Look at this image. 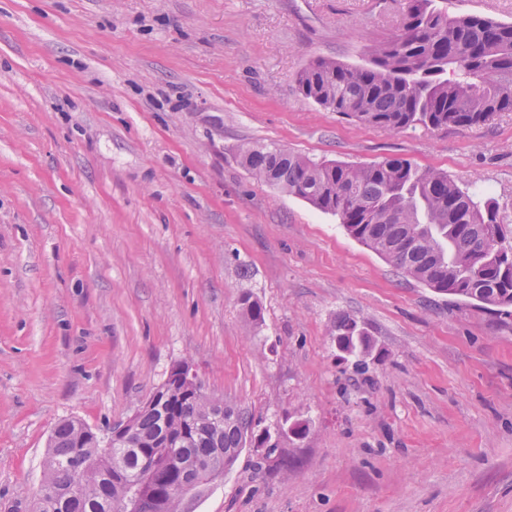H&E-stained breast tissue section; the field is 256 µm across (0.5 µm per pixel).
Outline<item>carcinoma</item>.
<instances>
[{"label":"carcinoma","instance_id":"1","mask_svg":"<svg viewBox=\"0 0 512 512\" xmlns=\"http://www.w3.org/2000/svg\"><path fill=\"white\" fill-rule=\"evenodd\" d=\"M300 91L325 109L393 131L424 127H480L512 112V23L467 15L448 17L441 0H404L403 22L378 42L367 66L317 59L296 78ZM242 166L266 185L302 198L339 218L357 241L404 274L434 289L476 301L501 321L512 319V243L492 197L480 198L448 172L406 159L366 165L315 162L274 143H255ZM347 353L371 343L356 322H336ZM175 372L133 419L129 440L103 448L76 420L50 436L41 489L80 485L65 512H183L167 487L192 479L206 462L210 477L224 476L243 448L249 420L231 424L201 382L176 384ZM173 436L174 467L149 478L142 463L161 453L159 437Z\"/></svg>","mask_w":512,"mask_h":512}]
</instances>
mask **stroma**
<instances>
[{"label": "stroma", "mask_w": 512, "mask_h": 512, "mask_svg": "<svg viewBox=\"0 0 512 512\" xmlns=\"http://www.w3.org/2000/svg\"><path fill=\"white\" fill-rule=\"evenodd\" d=\"M402 3L0 0V512L36 497L60 421L107 433L181 363L277 444L187 512H512V322L240 163L403 158L511 230L512 112L392 131L298 88L315 59L365 64ZM344 316L368 354L339 349Z\"/></svg>", "instance_id": "35a3bbf8"}]
</instances>
